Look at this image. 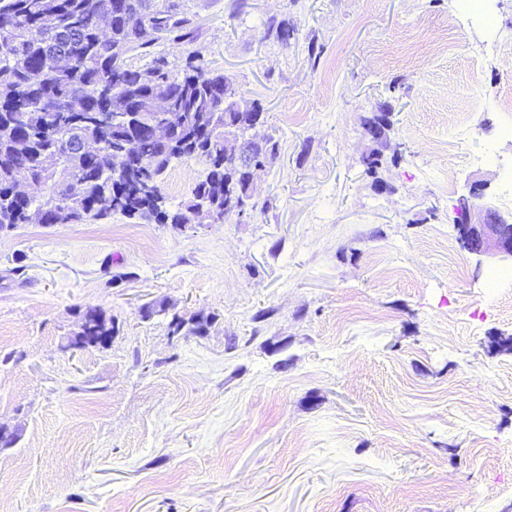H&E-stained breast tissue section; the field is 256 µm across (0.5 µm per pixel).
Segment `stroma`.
<instances>
[{
    "label": "stroma",
    "mask_w": 512,
    "mask_h": 512,
    "mask_svg": "<svg viewBox=\"0 0 512 512\" xmlns=\"http://www.w3.org/2000/svg\"><path fill=\"white\" fill-rule=\"evenodd\" d=\"M181 2L198 38L160 50L262 104L269 207L0 233V512H512V278L457 227L477 188L512 212V0ZM89 306L112 339L72 349Z\"/></svg>",
    "instance_id": "35a3bbf8"
}]
</instances>
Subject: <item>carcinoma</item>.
<instances>
[{
  "label": "carcinoma",
  "mask_w": 512,
  "mask_h": 512,
  "mask_svg": "<svg viewBox=\"0 0 512 512\" xmlns=\"http://www.w3.org/2000/svg\"><path fill=\"white\" fill-rule=\"evenodd\" d=\"M125 14L112 18L116 0H0V233L20 224H95L119 214L136 223H192L201 205L233 199L264 211L245 177L224 171V136L245 137L250 117L263 111L224 110L219 92L233 79L204 62L177 71L152 48L190 44L198 28L174 0H124ZM111 19L102 29L99 19ZM266 36L283 46L294 38L286 20L270 18ZM143 50L149 60L132 63ZM69 63L56 64L53 54ZM156 97L186 125L167 145L143 133L136 142L140 167L131 182L115 174L112 157L130 132L119 124L105 132L97 112H151ZM96 144L92 154H70L67 142ZM194 159L203 179L171 208L162 182L169 165ZM103 311L91 314L88 336H110Z\"/></svg>",
  "instance_id": "carcinoma-1"
}]
</instances>
